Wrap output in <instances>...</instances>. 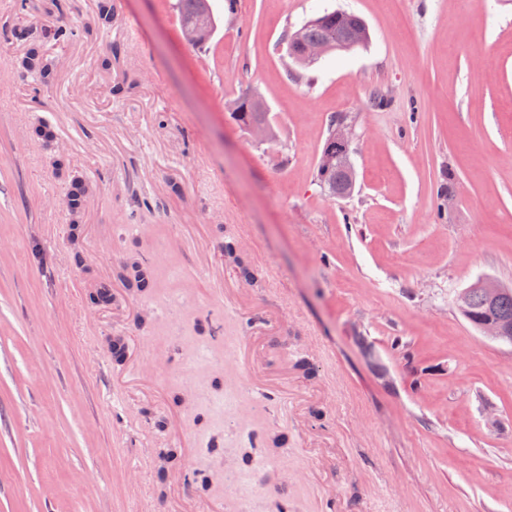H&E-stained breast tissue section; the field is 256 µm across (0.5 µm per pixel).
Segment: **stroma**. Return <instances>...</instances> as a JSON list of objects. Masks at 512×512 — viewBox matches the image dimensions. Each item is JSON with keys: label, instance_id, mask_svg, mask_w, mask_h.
<instances>
[{"label": "stroma", "instance_id": "1", "mask_svg": "<svg viewBox=\"0 0 512 512\" xmlns=\"http://www.w3.org/2000/svg\"><path fill=\"white\" fill-rule=\"evenodd\" d=\"M112 3L89 35L98 0L0 14V512H324L331 496L335 512H512V345L456 305L482 278L512 287V0H210L202 46L177 0ZM333 10L369 42L299 67L289 32ZM57 28L74 38L45 39ZM22 29L60 59L50 84L19 71ZM256 93L267 141L232 114ZM338 119L347 198L316 177ZM59 155L98 185L75 242ZM230 239L257 285L225 261ZM133 254L169 258L162 292L124 288ZM101 284L120 306H89ZM230 308L265 317L250 374L279 398L225 372ZM116 336L148 373L114 366ZM160 417L207 489L153 444Z\"/></svg>", "mask_w": 512, "mask_h": 512}]
</instances>
